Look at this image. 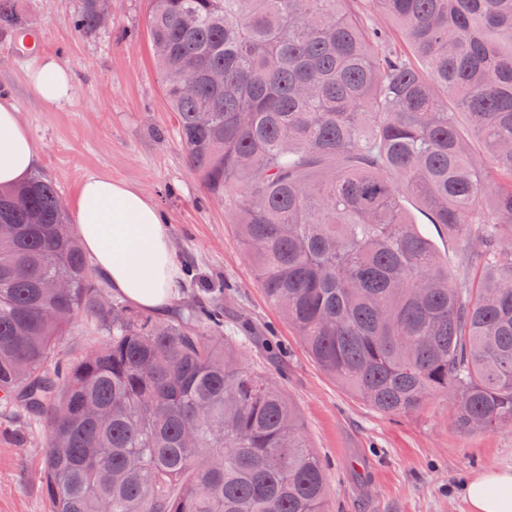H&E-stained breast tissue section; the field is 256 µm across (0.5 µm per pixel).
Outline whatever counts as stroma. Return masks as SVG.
<instances>
[{
  "mask_svg": "<svg viewBox=\"0 0 512 512\" xmlns=\"http://www.w3.org/2000/svg\"><path fill=\"white\" fill-rule=\"evenodd\" d=\"M82 2L14 0V25L0 27V95L13 98L38 150L37 169L68 205L92 175L125 182L157 205L181 269L195 278L180 289L178 306L225 288L227 320H247L254 336L239 354L256 370L281 373L305 434L330 466L329 512H470L466 483L488 469L512 468V429L461 431L444 396L419 411L385 416L328 377L264 299L226 206L190 169L148 38L149 0H112L108 21L92 35L74 28ZM34 27L42 31L43 52L73 76L72 97L57 105L41 102L26 79L34 55L18 38ZM103 341L80 314L58 349L76 358ZM268 344L277 366L263 359ZM18 424L0 410V512H47V430L32 427L20 447L9 438Z\"/></svg>",
  "mask_w": 512,
  "mask_h": 512,
  "instance_id": "stroma-1",
  "label": "stroma"
}]
</instances>
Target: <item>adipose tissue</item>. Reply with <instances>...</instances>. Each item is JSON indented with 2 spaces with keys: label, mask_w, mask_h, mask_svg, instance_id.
<instances>
[{
  "label": "adipose tissue",
  "mask_w": 512,
  "mask_h": 512,
  "mask_svg": "<svg viewBox=\"0 0 512 512\" xmlns=\"http://www.w3.org/2000/svg\"><path fill=\"white\" fill-rule=\"evenodd\" d=\"M27 79L48 105L68 100L73 91L69 69L50 54L36 59ZM36 160L35 144L15 102L0 97V186L23 184ZM73 210L77 235L115 294L143 311L166 312L175 300L179 264L154 203L124 182L93 175L82 182ZM465 491L470 512H512L511 469L480 473Z\"/></svg>",
  "instance_id": "1"
}]
</instances>
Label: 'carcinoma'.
<instances>
[{"mask_svg": "<svg viewBox=\"0 0 512 512\" xmlns=\"http://www.w3.org/2000/svg\"><path fill=\"white\" fill-rule=\"evenodd\" d=\"M146 28L190 167L310 358L381 414L450 395L459 429L512 428V0H151ZM0 238V401L48 428V512H327L247 324L108 297L39 170L0 188ZM79 313L106 340L62 360ZM405 208L412 221L419 224V229L427 234L434 241L441 253H446L448 248L460 247L454 240L449 239L445 233L438 231L433 224H429V220L424 212V208L414 202H406Z\"/></svg>", "mask_w": 512, "mask_h": 512, "instance_id": "carcinoma-1", "label": "carcinoma"}]
</instances>
